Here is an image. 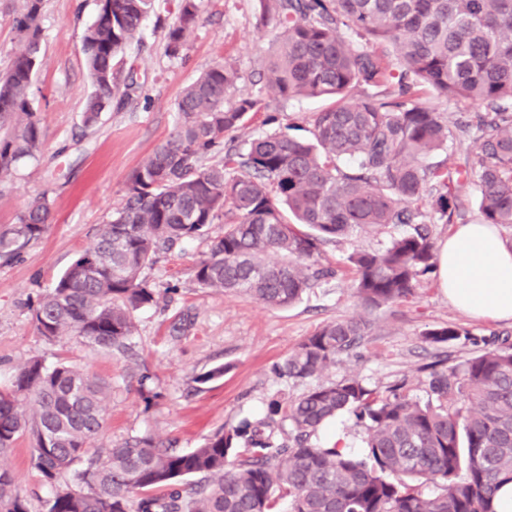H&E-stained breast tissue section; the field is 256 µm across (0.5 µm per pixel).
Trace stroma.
<instances>
[{"mask_svg": "<svg viewBox=\"0 0 512 512\" xmlns=\"http://www.w3.org/2000/svg\"><path fill=\"white\" fill-rule=\"evenodd\" d=\"M23 6L24 0H0V74L23 48L16 29ZM178 6L179 0H163L157 14L145 20L141 43L131 45L119 64L121 72H133L135 90L122 105L103 112L97 126L87 128L82 112L92 82L82 36L95 19L97 2L42 0V63L31 100L41 118L44 147L37 157L20 161L12 181L0 185V228L16 223L26 203L42 194L51 202L52 224L18 259L0 260V387L10 385L31 359H68L110 385L98 447L148 433L188 450L242 420L264 416L275 393L294 399L315 387L312 379L278 378L272 367L323 323L354 314L374 323L371 335L354 354L341 357L326 380L355 377L381 393L403 381L423 403L428 393L422 366L439 359L457 365L477 355L474 339L512 337V321L476 319L455 308L433 273L421 279L413 300L392 307L361 306L350 255L383 249L391 239L412 232L409 224H390L325 244L320 261L335 269V276L283 309L263 307L247 295L199 287L194 269L210 236L223 231L215 224L209 237L184 240L145 269L160 297L135 314V357L94 351L66 338L50 343L39 336L28 310L30 298L51 288L71 261L93 245L98 224L122 207L131 175L170 139L177 125V99L203 70L218 61L235 65L242 79L228 92L227 104L243 93L262 97L274 106L273 127L294 136L308 137L313 113L334 103L330 97L282 102L265 86L262 73L274 52L272 34L251 0H202L199 23L179 52L169 53L165 35ZM182 316L191 321L189 331L172 333L173 322ZM437 326L465 329L471 338L427 341L425 331ZM219 365L223 377L197 383L198 375ZM145 371L151 379L143 385L139 378ZM146 389L156 392L154 401L145 402ZM29 448L28 437H20L0 463L13 473L31 512H42L48 489L30 465Z\"/></svg>", "mask_w": 512, "mask_h": 512, "instance_id": "1", "label": "stroma"}]
</instances>
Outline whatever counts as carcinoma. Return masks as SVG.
Segmentation results:
<instances>
[{"instance_id": "cac0c4a2", "label": "carcinoma", "mask_w": 512, "mask_h": 512, "mask_svg": "<svg viewBox=\"0 0 512 512\" xmlns=\"http://www.w3.org/2000/svg\"><path fill=\"white\" fill-rule=\"evenodd\" d=\"M154 2L97 0L83 34L93 86L85 126L134 84L114 60L141 39ZM257 2L278 44L265 82L285 102H337L313 114L308 139L275 130L243 151L226 150V134L269 105L249 93L224 105L242 75L223 62L204 70L179 95L175 133L133 173L123 206L99 226L93 247L32 303L45 340L67 334L92 349L131 353L134 312L157 296L142 270L160 249L205 235L226 208L232 217L195 267V281L273 309L295 304L330 273L319 266L325 243L388 224L415 228L380 251L349 257L356 295L366 307L412 299L436 264L419 203L451 224L463 217L456 189L473 180L483 223L512 225V0ZM40 10L41 0H25L17 21L25 47L0 76V183L43 148L30 98L41 64ZM200 16L201 0H180L168 51H178ZM416 86L481 110L474 123L453 128L438 107L409 96ZM461 138L475 147L453 166L427 161ZM219 153V162L205 164ZM50 225L49 199L31 200L0 230V259L18 257ZM370 331L361 317L327 322L276 371L320 378ZM460 336L451 326L425 332L432 343ZM428 387L422 404L401 387L380 394L356 378L326 381L295 400L271 399L265 417L190 451L149 434L99 450L106 383L66 361L35 358L0 390V456L29 436L32 467L51 489L43 512H279L283 499L289 512H493L498 487L512 482V344L505 339L431 372ZM339 414L363 428V455L310 443ZM284 422L289 445L276 439ZM423 483L439 492L423 495ZM0 512H30L7 470H0Z\"/></svg>"}]
</instances>
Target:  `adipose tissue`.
I'll return each instance as SVG.
<instances>
[{
    "mask_svg": "<svg viewBox=\"0 0 512 512\" xmlns=\"http://www.w3.org/2000/svg\"><path fill=\"white\" fill-rule=\"evenodd\" d=\"M438 282L449 302L474 318L512 321V249L497 228L474 220L441 243Z\"/></svg>",
    "mask_w": 512,
    "mask_h": 512,
    "instance_id": "1",
    "label": "adipose tissue"
}]
</instances>
